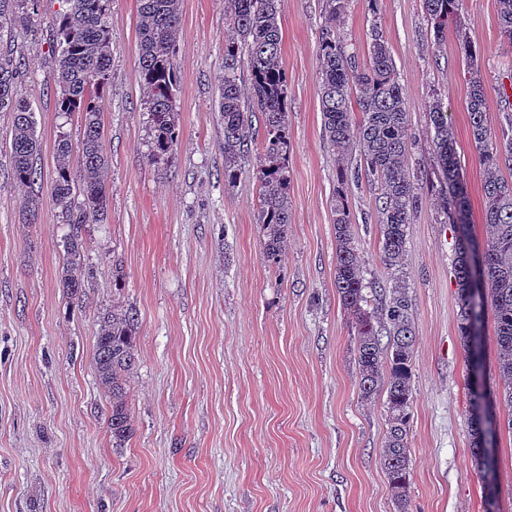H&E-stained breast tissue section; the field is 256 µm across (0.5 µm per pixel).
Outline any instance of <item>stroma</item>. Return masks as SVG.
<instances>
[{"label":"stroma","instance_id":"stroma-1","mask_svg":"<svg viewBox=\"0 0 512 512\" xmlns=\"http://www.w3.org/2000/svg\"><path fill=\"white\" fill-rule=\"evenodd\" d=\"M59 7L16 0L12 24L0 30V48L24 60L16 90L41 145L40 180L15 186L11 117L0 112V512H396L380 462L383 401L359 394L351 323L336 293V157L317 83L326 0L281 5L291 222L275 266L262 253L252 167L224 184V0H181L180 137L173 159L154 164L137 75L140 0H111L108 220L82 231L81 261L94 277L78 302L60 285L69 228L48 200L58 134L75 148L83 137L81 115L59 112L49 79ZM379 21L408 100L412 160L433 167L425 105L441 95L468 228L482 238L483 173L457 38L433 50L421 0H380ZM463 22L496 128L512 110L498 93L512 75V49L496 0H468ZM418 192L403 259L415 332L409 512H512L511 411L495 407L494 476L484 478L470 455L474 377L457 333L456 235L431 181ZM373 193L364 177L348 190L370 282L385 277ZM30 198L41 201L32 219ZM115 305L139 317L126 381L135 433L122 448L112 445L110 399L94 362L99 316Z\"/></svg>","mask_w":512,"mask_h":512}]
</instances>
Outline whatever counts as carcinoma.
<instances>
[{
    "mask_svg": "<svg viewBox=\"0 0 512 512\" xmlns=\"http://www.w3.org/2000/svg\"><path fill=\"white\" fill-rule=\"evenodd\" d=\"M329 25L322 29L318 51V84L326 140L337 151L339 190L333 204L336 235V291L350 316L356 337L361 398L385 395L387 431L381 452L397 512H408L411 474L409 432L413 398L414 326L412 302L399 275L411 215L419 196L409 151L408 102L399 83L390 48L377 20L376 2L365 0L372 20L366 30L368 62L360 64L347 49L341 30L348 0H326ZM53 34L59 49L52 79L59 90L63 113L80 112L83 139L78 173L70 164L71 144L65 133L56 140L59 164L51 181L50 202L61 210L70 231L65 244L61 287L79 301L93 274L80 265L82 230L103 224L108 217L105 172L108 157L101 121V102L111 74L112 34L108 26L110 0H61ZM433 30V45L441 46L448 25H455L466 63L469 86L470 132L483 167L484 224L487 235L473 239L466 230L469 200L448 106L434 98L426 105L433 130L432 143L440 189L436 205L445 222L458 226L456 280L459 296L458 335L464 346L474 339L483 305L473 300V257L483 258L486 296L496 330L498 390L484 386L475 393V405L501 399L509 407L512 430V135L492 130L486 117L484 78L477 50L462 25L466 0H422ZM500 28L512 45V0H497ZM281 0H224L225 19L232 35L224 41V78L218 107L224 118V183L233 185L253 150L252 116H263V157L253 170L260 190L259 224L263 254L276 265L291 223L288 201L287 81L281 60L279 25ZM180 31V0H140L138 79L147 94L151 131L148 160L174 157L178 143L175 92L176 43ZM21 60L0 54V112L12 114L11 178L28 186L40 178L34 158L39 151L35 123L28 103L18 97L16 84ZM248 72L249 85L241 84ZM360 164H350L353 152ZM364 172L375 184L374 213L380 227V262L385 285L370 288L364 282L353 222L343 188L359 181ZM81 196L75 202V196ZM94 342L97 378L112 397L108 428L112 447L123 448L135 433L126 402L124 376L136 364L138 316L130 309H112L99 316ZM471 454L478 471L493 473L487 430L470 420Z\"/></svg>",
    "mask_w": 512,
    "mask_h": 512,
    "instance_id": "carcinoma-1",
    "label": "carcinoma"
}]
</instances>
